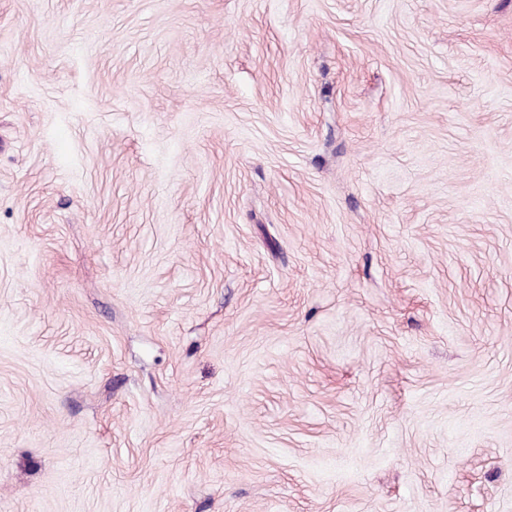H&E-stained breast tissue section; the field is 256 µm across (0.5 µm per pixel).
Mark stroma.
I'll return each mask as SVG.
<instances>
[{
    "label": "stroma",
    "mask_w": 512,
    "mask_h": 512,
    "mask_svg": "<svg viewBox=\"0 0 512 512\" xmlns=\"http://www.w3.org/2000/svg\"><path fill=\"white\" fill-rule=\"evenodd\" d=\"M0 512H512V0H0Z\"/></svg>",
    "instance_id": "obj_1"
}]
</instances>
